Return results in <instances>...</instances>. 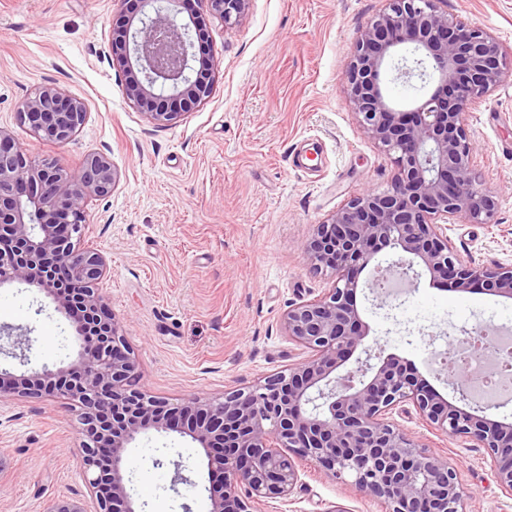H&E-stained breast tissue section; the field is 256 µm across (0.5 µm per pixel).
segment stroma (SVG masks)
Here are the masks:
<instances>
[{
  "mask_svg": "<svg viewBox=\"0 0 512 512\" xmlns=\"http://www.w3.org/2000/svg\"><path fill=\"white\" fill-rule=\"evenodd\" d=\"M120 0H0V127L38 155L79 165L108 151L112 194L89 205L87 239L108 260L104 290L155 395L219 396L302 359L281 318L331 288L300 242L350 196L383 192L395 166L361 131L342 88L357 36L385 0H251L239 22L209 16L216 60L211 96L175 123L154 126L126 100L123 75L102 50ZM450 18L484 28L512 47V0H441ZM54 84L83 99L84 126L67 144L18 124L17 104ZM478 169L495 193L489 224L444 232L461 258L512 264V76L465 116ZM317 154L319 177L296 172L294 154ZM400 255H377L360 276L357 306L368 342L407 361L443 397L450 369L438 357L449 338L482 321L512 327V299L456 292L420 272L418 286L382 305L371 283ZM24 332L16 352L0 341V369L62 367L79 349L71 320L51 296L23 283L0 285V327ZM406 433L447 458L471 512H512L484 449L436 431L416 412H394ZM76 416L53 397H0V512H46L60 497L88 495L76 446ZM125 469L142 512H208L201 459L190 437L148 431ZM196 489L174 485L175 473ZM301 481L263 512H386L354 485L300 464Z\"/></svg>",
  "mask_w": 512,
  "mask_h": 512,
  "instance_id": "1",
  "label": "stroma"
}]
</instances>
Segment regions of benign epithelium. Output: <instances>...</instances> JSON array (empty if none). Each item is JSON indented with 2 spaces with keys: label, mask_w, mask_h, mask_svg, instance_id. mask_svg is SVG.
Segmentation results:
<instances>
[{
  "label": "benign epithelium",
  "mask_w": 512,
  "mask_h": 512,
  "mask_svg": "<svg viewBox=\"0 0 512 512\" xmlns=\"http://www.w3.org/2000/svg\"><path fill=\"white\" fill-rule=\"evenodd\" d=\"M132 5L113 30L106 55L124 73L125 98L155 125L166 126L205 101L213 58L197 56L203 28L186 0H122ZM362 28L342 86L366 137L395 153L397 176L386 192L350 197L315 225L301 251L334 285L281 318L305 358L289 368L224 392L171 402L140 383L138 360L120 322L104 304L108 262L84 240L89 203L112 193L117 172L105 152L76 167L35 156L0 128V285L34 284L54 296L56 311L77 324L82 346L67 368L16 375L0 370V395L52 396L74 402L81 458L94 506L82 498L46 512H138L124 482V452L146 429L191 438L203 452L209 512H261L300 482L296 461L352 483L387 512H468V495L448 460L392 420L406 405L433 429L486 449L496 482L512 495V423L478 414L467 403L468 375L450 380L445 399L412 367L389 355L371 363L368 326L356 306L358 275L390 249L423 264L435 283L459 292L512 298V265L462 262L443 225L491 223L496 199L475 168L477 150L465 123L471 111L512 75V48L462 21L439 0H387ZM231 25L250 0H197ZM422 52L439 81L411 109L388 98L384 65L402 45ZM16 120L38 137L64 143L84 125L85 103L56 85L22 100ZM365 357L337 373L356 351Z\"/></svg>",
  "instance_id": "benign-epithelium-1"
}]
</instances>
